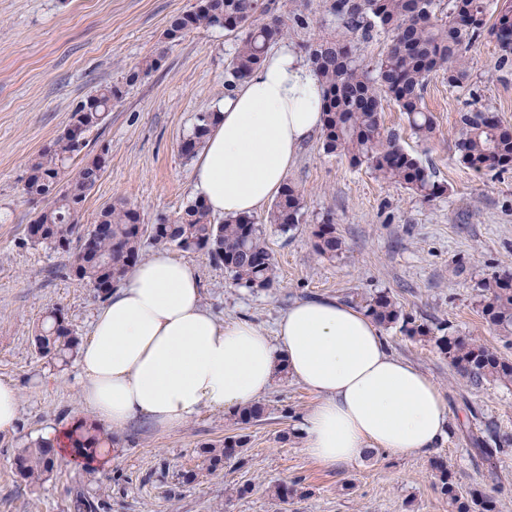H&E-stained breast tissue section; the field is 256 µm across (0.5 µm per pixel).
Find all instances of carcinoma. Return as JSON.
Segmentation results:
<instances>
[{
  "label": "carcinoma",
  "instance_id": "carcinoma-1",
  "mask_svg": "<svg viewBox=\"0 0 512 512\" xmlns=\"http://www.w3.org/2000/svg\"><path fill=\"white\" fill-rule=\"evenodd\" d=\"M294 0L263 4L258 0H200L199 5L173 18L164 39L175 43L176 33L222 28L235 33L230 62L229 86L245 81L257 69L270 47L288 34L308 28L306 16ZM439 0H325L334 31L306 46L308 61L326 88L321 139L324 150L348 158L354 166L365 165L377 177L405 186L427 200L444 195L448 187L435 180V172L400 143L397 132L386 130L381 112L394 104L402 112L413 134L422 142L437 137L438 124L425 106L429 78L438 73L455 86L470 78L468 52L487 34L496 39L500 55L497 68L512 71V0H448L445 15L437 14ZM390 38L385 55L366 60L357 49L380 34ZM162 56L146 59L126 76L125 84L157 69ZM123 86H105L90 94L72 112L64 133L28 162L25 190L44 205L27 227L35 244L70 252L73 243L94 241L93 258L80 264L76 278L99 295H108L105 283L117 286L142 256L144 244L175 249L182 253L205 252L224 266L233 279L247 288L264 289L272 284L273 262L258 219L251 214L220 222L200 199L190 201L172 216H160L153 224L143 222L140 211L126 203L104 206L94 224H81L84 202L98 182L102 168L97 159L70 169V161L87 146L86 136L101 126L122 98ZM219 112H199L191 133L180 143L186 158L194 157L204 144ZM459 161L475 171L512 166V127L492 113L474 107L459 114L454 142ZM265 221L288 231L304 221V191L285 183ZM316 250L333 258L342 242L328 218L315 232ZM481 316L499 335L512 338V275L494 274L480 283ZM363 308L382 327L400 326L406 336L434 345L458 371L474 384L498 381L512 384V358L467 336H454L451 326L420 322L405 313L387 293L363 300ZM36 352L61 364L75 356L79 339L58 310H52L37 325L33 336ZM266 408L254 403L236 413L241 424L259 422ZM70 446L90 455L115 442L114 432L93 420L79 423L69 435ZM475 449L485 460L497 457L509 439L497 427L484 425L472 434ZM246 436L233 435L218 444H205L201 463L182 483L195 482L201 471L213 472L224 461L237 457ZM15 464L28 484H39L54 471L55 457L49 442L37 440L17 450ZM440 493L448 501V512H494V501L482 494L459 490L448 466L436 465Z\"/></svg>",
  "mask_w": 512,
  "mask_h": 512
}]
</instances>
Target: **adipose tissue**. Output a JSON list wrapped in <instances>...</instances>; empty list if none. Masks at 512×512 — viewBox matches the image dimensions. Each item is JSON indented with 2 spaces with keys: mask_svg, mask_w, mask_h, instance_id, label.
Wrapping results in <instances>:
<instances>
[{
  "mask_svg": "<svg viewBox=\"0 0 512 512\" xmlns=\"http://www.w3.org/2000/svg\"><path fill=\"white\" fill-rule=\"evenodd\" d=\"M323 95L285 43L225 97L193 170L211 213L251 214L280 192L322 127ZM79 370L83 407L115 431L139 417L172 429L206 407H247L287 373L319 397L303 450L330 467L373 449L425 454L449 428L438 388L391 352L366 312L316 297L290 306L271 337L245 319L222 323L194 268L164 251L133 266L98 309Z\"/></svg>",
  "mask_w": 512,
  "mask_h": 512,
  "instance_id": "adipose-tissue-1",
  "label": "adipose tissue"
}]
</instances>
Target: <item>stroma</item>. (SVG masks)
<instances>
[{
    "mask_svg": "<svg viewBox=\"0 0 512 512\" xmlns=\"http://www.w3.org/2000/svg\"><path fill=\"white\" fill-rule=\"evenodd\" d=\"M195 0H0V379L20 390L19 427L0 436V512H69L74 490L94 512H448L434 466L444 462L462 492L493 498L496 512H512V444L496 464L481 459L467 430L495 424L512 437V385L473 384L430 343L399 328L384 336L393 353L424 372L439 388L450 417L447 435L428 455L374 451L357 462L329 468L302 450V422L316 394L278 376L263 396L266 417L249 427V441L222 470L189 485L201 444L236 434L233 416L206 408L180 427L155 428L137 419L92 469L70 455L51 477L31 486L15 469L17 448L84 418L76 362L60 365L36 353L31 338L43 317L61 310L78 338L88 336L102 297L71 276L68 255L27 237L38 205L24 190L29 160L60 135L73 110L95 90L124 83L143 60L162 54L160 67L114 102L105 125L88 136L82 159L107 149L108 161L88 195L83 224L105 205L136 206L145 223L179 212L194 199V162L179 142L196 113L220 110L234 36L222 29L165 43L169 20ZM498 46L482 36L470 50L469 81L448 85L432 76L425 102L441 136L425 144L412 135L397 107L385 105V128L432 166L445 195L422 199L366 167L324 152L320 138L306 143L287 179L304 190L305 217L290 231L264 224L272 254L271 288L244 287L202 253L181 254L201 282L204 304L221 321L246 318L273 334L295 302L331 297L348 304L389 292L403 309L427 323L452 325L502 356L512 342L490 329L478 310L485 277L512 272V166L477 173L454 149L459 113L483 105L512 126V73L496 68ZM332 219L342 249L321 257L313 231ZM299 482L304 496L280 502L272 486ZM251 485L250 494L237 490Z\"/></svg>",
    "mask_w": 512,
    "mask_h": 512,
    "instance_id": "stroma-1",
    "label": "stroma"
}]
</instances>
